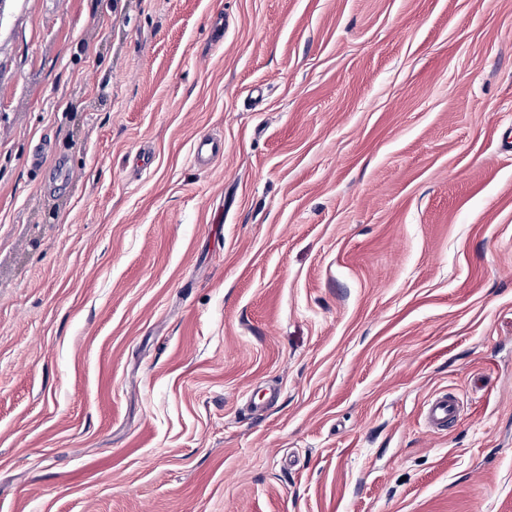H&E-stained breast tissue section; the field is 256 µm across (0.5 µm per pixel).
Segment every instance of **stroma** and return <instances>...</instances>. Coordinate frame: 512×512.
Masks as SVG:
<instances>
[{
    "mask_svg": "<svg viewBox=\"0 0 512 512\" xmlns=\"http://www.w3.org/2000/svg\"><path fill=\"white\" fill-rule=\"evenodd\" d=\"M0 512H512V0H0ZM224 153V141L217 138H196L191 158L199 169H208L213 157ZM458 411L457 400L448 394L435 396L428 406L427 420L431 427H441L448 423Z\"/></svg>",
    "mask_w": 512,
    "mask_h": 512,
    "instance_id": "35a3bbf8",
    "label": "stroma"
}]
</instances>
